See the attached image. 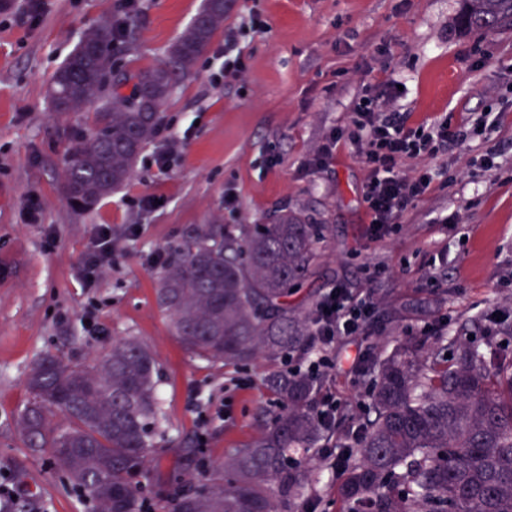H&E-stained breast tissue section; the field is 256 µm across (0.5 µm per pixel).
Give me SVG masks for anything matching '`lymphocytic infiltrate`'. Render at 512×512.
Returning <instances> with one entry per match:
<instances>
[{"mask_svg":"<svg viewBox=\"0 0 512 512\" xmlns=\"http://www.w3.org/2000/svg\"><path fill=\"white\" fill-rule=\"evenodd\" d=\"M265 28V22L255 12L246 24L225 32V79L238 80L246 72L241 37L263 32ZM398 93V83L393 79L364 86L353 101L350 124L332 131L306 161L307 166L323 167L334 159L340 145L349 142L358 146L369 169L362 196L369 219L366 235L372 240L398 233L404 214L439 178V171L425 166V159L481 138L498 124L497 113L489 111L455 126L442 121L418 130L408 126L404 113L391 108L390 103ZM408 162L414 163L415 168L406 174L402 167ZM375 308L371 295H355L340 285L329 288L313 312L311 326L316 351L302 362V369L319 380L335 373L337 340L364 335Z\"/></svg>","mask_w":512,"mask_h":512,"instance_id":"1","label":"lymphocytic infiltrate"}]
</instances>
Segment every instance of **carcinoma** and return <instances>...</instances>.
<instances>
[{
	"label": "carcinoma",
	"mask_w": 512,
	"mask_h": 512,
	"mask_svg": "<svg viewBox=\"0 0 512 512\" xmlns=\"http://www.w3.org/2000/svg\"><path fill=\"white\" fill-rule=\"evenodd\" d=\"M463 29L512 20V0H463ZM227 0H204L159 64L114 73V29L92 27L53 78L60 114L95 108V121L64 162L70 201L87 209L127 182L154 140L160 109L194 75L224 26ZM133 83L126 95L121 89ZM324 225L278 211L266 224H204L162 264L155 288L170 330L198 358L236 366L304 356L311 311L294 303L316 272ZM484 346L460 328L405 336L367 369L368 402L357 418L336 489L319 507L336 512H512V322L486 330ZM158 369L136 338L112 341L82 364L55 356L28 373L30 400L18 417L29 448L49 453L97 512H140L137 479L157 451L153 430L166 416ZM278 410L256 437L193 489L173 512H302L312 484L311 446L323 430L313 407L317 380L298 369L265 379ZM61 414L66 425L53 428Z\"/></svg>",
	"instance_id": "obj_1"
}]
</instances>
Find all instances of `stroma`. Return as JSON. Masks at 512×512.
I'll return each mask as SVG.
<instances>
[{
	"mask_svg": "<svg viewBox=\"0 0 512 512\" xmlns=\"http://www.w3.org/2000/svg\"><path fill=\"white\" fill-rule=\"evenodd\" d=\"M225 29L258 10L265 32L242 39L245 81L212 85L223 64L216 33L193 78L162 108L161 135L140 154L132 178L89 209L71 205L64 160L87 133L84 113L59 115L47 98L51 79L84 33L102 20L120 24L118 68L138 71L164 59L203 0H43L39 19L25 0H0V512H94L64 483L47 454L26 448L16 420L29 393L31 364L51 353L83 363L114 338L145 343L159 362L158 396L166 422L158 451L141 477L146 512H163L177 488L207 471L262 427L275 398L263 385L267 365L211 366L189 353L157 308L158 268L148 256L171 254L185 232L202 224H262L277 210L325 227L315 285H342L374 295L365 336L346 338L336 355L347 372L328 377L343 403L365 401L364 377L353 371L368 356L369 336L421 334L424 324H457L485 309L512 307V24L460 29L462 0H230ZM401 82L394 107L416 127L457 124L485 110L499 115L486 140L430 159L444 170L402 220L401 231L373 241L362 186L368 168L353 144L334 161L305 169L328 133L349 124L363 85ZM173 141L172 166L157 151ZM501 146L494 170L470 161ZM234 194L233 206L224 198ZM161 197L155 210L144 196ZM38 200L40 214L27 209ZM451 227L442 225V218ZM137 226V237L127 229ZM112 231V259L95 287L82 272L100 227ZM446 253L445 263L430 258ZM94 311L104 333L84 331Z\"/></svg>",
	"mask_w": 512,
	"mask_h": 512,
	"instance_id": "obj_1",
	"label": "stroma"
}]
</instances>
